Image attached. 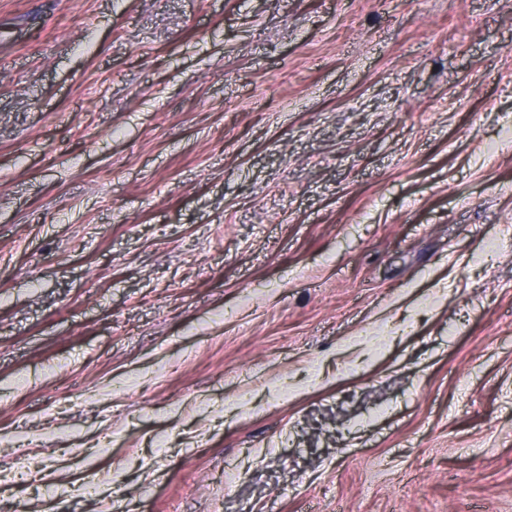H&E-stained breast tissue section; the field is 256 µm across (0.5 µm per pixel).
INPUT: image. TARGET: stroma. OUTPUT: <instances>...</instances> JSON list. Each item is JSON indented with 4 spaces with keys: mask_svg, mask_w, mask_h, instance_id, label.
Here are the masks:
<instances>
[{
    "mask_svg": "<svg viewBox=\"0 0 512 512\" xmlns=\"http://www.w3.org/2000/svg\"><path fill=\"white\" fill-rule=\"evenodd\" d=\"M0 512H512V0H0Z\"/></svg>",
    "mask_w": 512,
    "mask_h": 512,
    "instance_id": "35a3bbf8",
    "label": "stroma"
}]
</instances>
